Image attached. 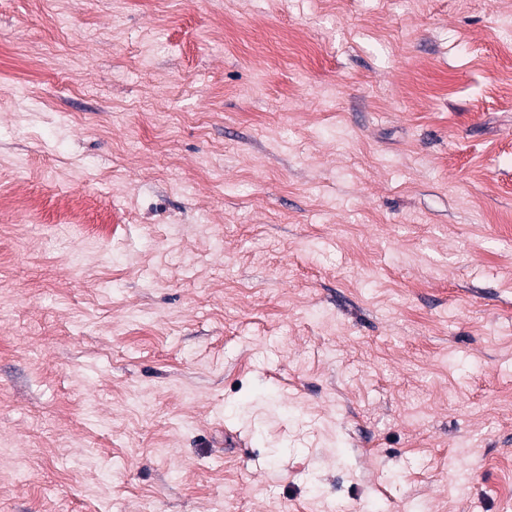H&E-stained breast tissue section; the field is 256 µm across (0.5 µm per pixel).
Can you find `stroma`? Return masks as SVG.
Masks as SVG:
<instances>
[{"label": "stroma", "instance_id": "1", "mask_svg": "<svg viewBox=\"0 0 512 512\" xmlns=\"http://www.w3.org/2000/svg\"><path fill=\"white\" fill-rule=\"evenodd\" d=\"M512 0H0V512H512Z\"/></svg>", "mask_w": 512, "mask_h": 512}]
</instances>
